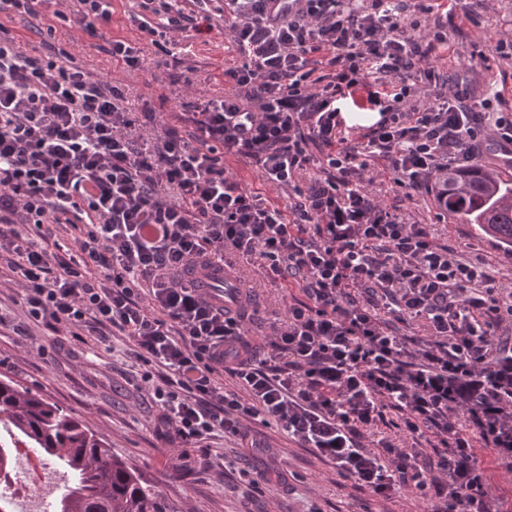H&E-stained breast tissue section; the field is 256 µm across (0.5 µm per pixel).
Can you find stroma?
<instances>
[{"mask_svg": "<svg viewBox=\"0 0 512 512\" xmlns=\"http://www.w3.org/2000/svg\"><path fill=\"white\" fill-rule=\"evenodd\" d=\"M139 12V0H112V23L95 39L50 14L33 21L5 9L0 11V25L25 49H67L81 66L122 88L127 109L152 113V124L158 128L224 94L225 68L241 61L231 40L229 14H213L207 39L181 38L175 48L181 63L166 69L155 66L156 48L133 21ZM50 27L55 30L51 36L46 33ZM115 38L141 49L142 68L132 70L112 60L106 47ZM448 39L454 51L433 59L436 72L464 76L477 99L491 100L482 118L484 125L493 126L500 114L512 110V59L494 51L498 43L512 42V0H492L486 10L473 0H453ZM475 49L485 52V64L468 65ZM224 168L280 208L297 200L291 188L265 184L242 160L225 158ZM365 187L382 203L397 206L406 220L431 225L436 242L448 245L462 259L483 262L497 284H512V256L475 226L439 219L434 197L406 198L385 162H370ZM234 278L251 295L243 331L262 339L272 323L284 318L297 291L272 283L261 269L243 260ZM21 293L13 274L0 269V319L5 322L0 328V378L42 394L79 419L115 455L139 470L162 497L167 512H426L427 501L409 493L388 500L373 498L272 425H252L243 440L216 438L204 448L180 447L156 432L157 408L125 337L101 344L83 333H52L27 320ZM475 457L503 512H512V471L487 450L476 449ZM270 469L279 471L281 480L250 490L251 480Z\"/></svg>", "mask_w": 512, "mask_h": 512, "instance_id": "obj_1", "label": "stroma"}]
</instances>
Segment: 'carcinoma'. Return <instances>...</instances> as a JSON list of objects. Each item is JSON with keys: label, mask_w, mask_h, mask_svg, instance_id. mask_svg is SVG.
<instances>
[{"label": "carcinoma", "mask_w": 512, "mask_h": 512, "mask_svg": "<svg viewBox=\"0 0 512 512\" xmlns=\"http://www.w3.org/2000/svg\"><path fill=\"white\" fill-rule=\"evenodd\" d=\"M435 201L448 218L473 224L512 254V175H493L478 163L439 177ZM0 472L12 466L10 448L21 440L56 458L74 482L52 504V512H167L155 490L106 443L43 395L0 379Z\"/></svg>", "instance_id": "1"}]
</instances>
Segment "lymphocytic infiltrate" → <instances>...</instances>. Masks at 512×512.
<instances>
[{
    "instance_id": "obj_1",
    "label": "lymphocytic infiltrate",
    "mask_w": 512,
    "mask_h": 512,
    "mask_svg": "<svg viewBox=\"0 0 512 512\" xmlns=\"http://www.w3.org/2000/svg\"><path fill=\"white\" fill-rule=\"evenodd\" d=\"M139 2L140 31L164 44L212 31V0ZM271 2L225 0L243 58L224 70L230 94L150 147L122 89L65 49L0 38V261L32 322L126 336L183 445L272 424L372 496L501 512L474 445L512 470V400L497 394L512 382V301L364 174L383 160L408 193L431 192L484 141L512 147V117L486 130L469 83L431 67L448 35L427 0ZM361 89L378 118L350 134L343 105ZM228 156L277 186L320 175L287 211L227 175ZM62 224L73 247L45 246ZM229 250L301 292L262 342L243 337L242 309L186 284ZM416 320L427 336L403 334ZM383 422L413 447L376 438Z\"/></svg>"
}]
</instances>
